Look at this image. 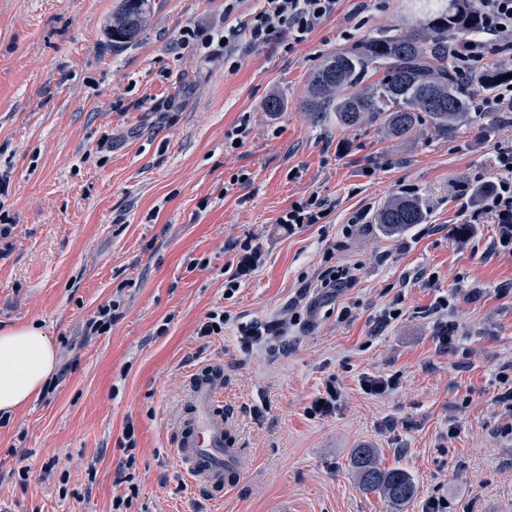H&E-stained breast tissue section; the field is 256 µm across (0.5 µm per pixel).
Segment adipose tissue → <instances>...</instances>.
<instances>
[{
	"label": "adipose tissue",
	"mask_w": 512,
	"mask_h": 512,
	"mask_svg": "<svg viewBox=\"0 0 512 512\" xmlns=\"http://www.w3.org/2000/svg\"><path fill=\"white\" fill-rule=\"evenodd\" d=\"M57 369V350L38 324L0 329V413L33 401Z\"/></svg>",
	"instance_id": "adipose-tissue-1"
}]
</instances>
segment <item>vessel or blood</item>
<instances>
[{"label":"vessel or blood","instance_id":"vessel-or-blood-1","mask_svg":"<svg viewBox=\"0 0 512 512\" xmlns=\"http://www.w3.org/2000/svg\"><path fill=\"white\" fill-rule=\"evenodd\" d=\"M220 371L202 368L190 377L171 453L183 474L211 496L223 497L237 475V449L227 439Z\"/></svg>","mask_w":512,"mask_h":512}]
</instances>
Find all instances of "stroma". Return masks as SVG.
Wrapping results in <instances>:
<instances>
[{"label":"stroma","instance_id":"35a3bbf8","mask_svg":"<svg viewBox=\"0 0 512 512\" xmlns=\"http://www.w3.org/2000/svg\"><path fill=\"white\" fill-rule=\"evenodd\" d=\"M225 5L151 0L146 28L116 44L121 0H0V221L13 227L0 248V326H44L60 370L54 392L0 426V498L13 512H112L130 420L129 512H273L282 500L291 512H393L351 473L362 447L414 480L403 512L431 500L444 512H512V435L495 402L512 364V257L495 254L496 221L477 212L512 112L404 140L341 127L307 110L310 74L369 35L409 30L415 0H340L290 51L277 39L224 46ZM274 94L283 111H264ZM410 192L425 222L385 233L375 212ZM314 193L326 223L288 232L279 216ZM247 241L260 262L225 297ZM341 264L358 265L354 286L322 287L320 273ZM444 293L459 298L448 352L427 314ZM113 299L119 318L86 337ZM393 304L400 317L380 327ZM213 310L229 316L223 335L198 339ZM246 323L265 329L247 350ZM213 364L240 450L220 501L170 453L189 378ZM366 376L394 387L368 394ZM331 380L335 412L308 416Z\"/></svg>","mask_w":512,"mask_h":512}]
</instances>
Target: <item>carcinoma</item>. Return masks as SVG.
<instances>
[{"mask_svg":"<svg viewBox=\"0 0 512 512\" xmlns=\"http://www.w3.org/2000/svg\"><path fill=\"white\" fill-rule=\"evenodd\" d=\"M150 12L149 0H122L112 17V41L127 43L141 32ZM482 24L469 0H446L434 17L408 32L385 31L351 48L328 55L308 81L310 110L332 112L344 127L378 125L389 137H408L422 125L446 135L464 122L480 92L501 85L511 75L512 52L461 77L448 55V37L476 33ZM380 78L369 81L374 75ZM426 212L414 193L391 198L376 214V224L395 233L422 224ZM353 473L365 490L379 493L396 507L410 503L416 485L400 468L384 466L375 449L353 450Z\"/></svg>","mask_w":512,"mask_h":512,"instance_id":"obj_1","label":"carcinoma"}]
</instances>
